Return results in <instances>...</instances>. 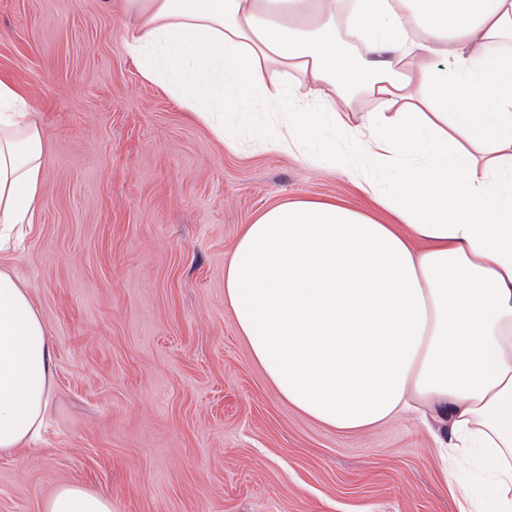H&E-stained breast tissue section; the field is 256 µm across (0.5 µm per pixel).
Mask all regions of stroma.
<instances>
[{
	"label": "stroma",
	"instance_id": "stroma-1",
	"mask_svg": "<svg viewBox=\"0 0 512 512\" xmlns=\"http://www.w3.org/2000/svg\"><path fill=\"white\" fill-rule=\"evenodd\" d=\"M126 0H0V76L43 132L40 220L9 269L55 348L39 440L0 456V512L83 485L114 512H458L445 421L340 432L283 399L224 303L244 225L298 198L361 205L341 173L221 144L120 43Z\"/></svg>",
	"mask_w": 512,
	"mask_h": 512
}]
</instances>
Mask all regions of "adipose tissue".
<instances>
[{
    "label": "adipose tissue",
    "instance_id": "adipose-tissue-1",
    "mask_svg": "<svg viewBox=\"0 0 512 512\" xmlns=\"http://www.w3.org/2000/svg\"><path fill=\"white\" fill-rule=\"evenodd\" d=\"M129 4L140 21L123 52L220 142L259 103L269 150L300 151L323 127L349 135L311 158L365 206L274 205L224 264V302L278 394L343 432L435 413L446 479L470 456L490 486L465 491L461 512H512V0ZM44 166L28 99L0 79V254L33 231ZM54 358L29 289L0 268V455L40 432ZM41 512L112 502L70 483Z\"/></svg>",
    "mask_w": 512,
    "mask_h": 512
}]
</instances>
